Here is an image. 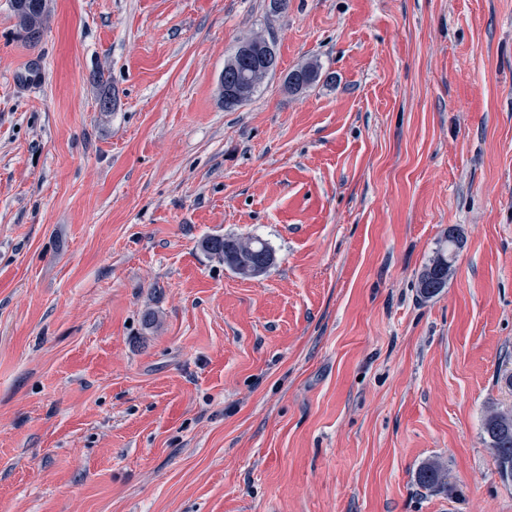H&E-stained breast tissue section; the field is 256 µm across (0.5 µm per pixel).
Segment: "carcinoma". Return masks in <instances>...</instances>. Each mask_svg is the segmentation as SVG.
Listing matches in <instances>:
<instances>
[{
  "instance_id": "cac0c4a2",
  "label": "carcinoma",
  "mask_w": 512,
  "mask_h": 512,
  "mask_svg": "<svg viewBox=\"0 0 512 512\" xmlns=\"http://www.w3.org/2000/svg\"><path fill=\"white\" fill-rule=\"evenodd\" d=\"M16 25L32 42L40 39L48 14L47 0H11ZM320 77L319 65L311 62L300 72L288 74V84L301 79L312 85ZM459 241L456 229L448 232L438 242L433 256L425 263L418 278L419 296L430 299L438 295L448 284L452 266L448 265V246ZM202 248L224 261V264L244 278L265 274L274 264V254L265 241L258 237L213 236L202 242ZM484 441L494 452L496 462L512 460V411L491 409L483 421ZM417 483L426 489L448 486V472L443 466L431 461L422 465L416 473Z\"/></svg>"
}]
</instances>
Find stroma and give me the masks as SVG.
Wrapping results in <instances>:
<instances>
[{"label":"stroma","instance_id":"1","mask_svg":"<svg viewBox=\"0 0 512 512\" xmlns=\"http://www.w3.org/2000/svg\"><path fill=\"white\" fill-rule=\"evenodd\" d=\"M48 10L0 0V512H512V0ZM254 33L278 68L225 110ZM11 9L16 25L32 42L40 39L48 14L46 0H12ZM453 241L460 247V241L454 227H448V232L438 242L433 256L425 263L418 278L419 296L430 299L438 295L448 284V278L452 273V263L455 259L456 250L448 253V246H453ZM202 248L244 278L263 275L274 264L271 248L258 237L213 236L202 242ZM484 441L494 452L497 467L503 458L512 461V411L490 409L483 421ZM416 481L426 489L445 488L448 486V472L439 462L431 461L419 468Z\"/></svg>","mask_w":512,"mask_h":512}]
</instances>
